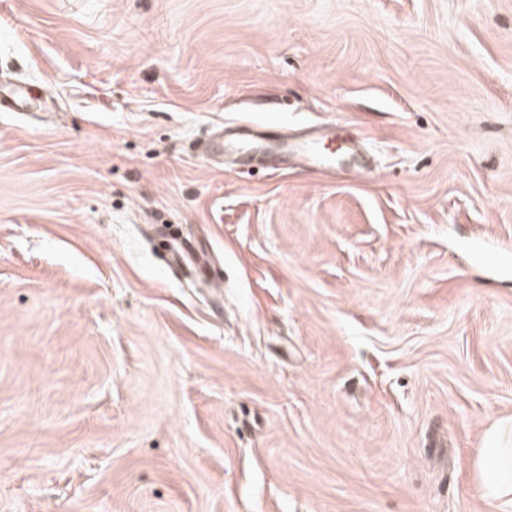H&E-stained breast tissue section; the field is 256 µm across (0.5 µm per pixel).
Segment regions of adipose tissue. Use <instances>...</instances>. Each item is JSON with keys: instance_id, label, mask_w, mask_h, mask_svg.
<instances>
[{"instance_id": "ef3b65f1", "label": "adipose tissue", "mask_w": 512, "mask_h": 512, "mask_svg": "<svg viewBox=\"0 0 512 512\" xmlns=\"http://www.w3.org/2000/svg\"><path fill=\"white\" fill-rule=\"evenodd\" d=\"M478 487L494 512H512V448L500 445L499 435H490L477 455Z\"/></svg>"}]
</instances>
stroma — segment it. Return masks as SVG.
<instances>
[{"instance_id":"stroma-1","label":"stroma","mask_w":512,"mask_h":512,"mask_svg":"<svg viewBox=\"0 0 512 512\" xmlns=\"http://www.w3.org/2000/svg\"><path fill=\"white\" fill-rule=\"evenodd\" d=\"M0 82V512H491L512 0H0ZM271 119L371 174L194 151ZM29 102L28 91L22 86H0V112L16 111Z\"/></svg>"}]
</instances>
